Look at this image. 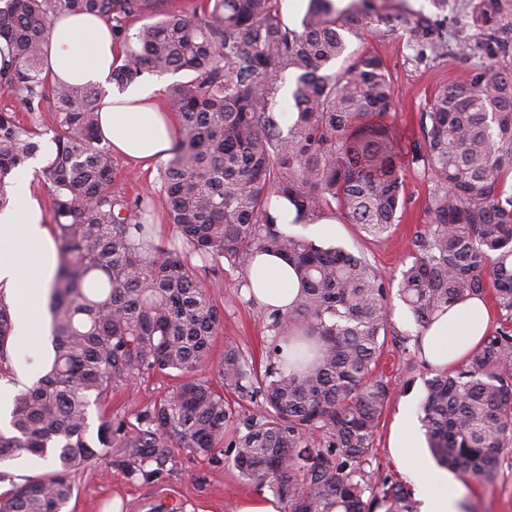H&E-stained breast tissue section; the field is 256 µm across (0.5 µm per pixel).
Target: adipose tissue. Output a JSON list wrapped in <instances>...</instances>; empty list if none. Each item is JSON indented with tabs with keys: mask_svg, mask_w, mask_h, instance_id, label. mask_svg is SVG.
<instances>
[{
	"mask_svg": "<svg viewBox=\"0 0 512 512\" xmlns=\"http://www.w3.org/2000/svg\"><path fill=\"white\" fill-rule=\"evenodd\" d=\"M46 50V69L52 80L104 90L100 127L111 140L113 152L144 171L168 157L179 128L172 112L162 108L158 87L143 82L121 93L112 88V66L120 46L107 22L91 15L57 13L51 20ZM13 192L14 207L0 213V287L13 306L15 344L28 351L32 348L35 315L42 309L55 276L50 257L53 239L42 208L32 195L29 178L17 181ZM247 274L248 295L261 308L285 313L294 305L299 285L284 258L253 255L247 262ZM490 323L482 299L454 305L425 331L423 355L430 365L454 366L480 343ZM418 446L411 424L401 420L391 435L390 449L415 483L423 502L422 512H458L460 487L436 492Z\"/></svg>",
	"mask_w": 512,
	"mask_h": 512,
	"instance_id": "ef3b65f1",
	"label": "adipose tissue"
}]
</instances>
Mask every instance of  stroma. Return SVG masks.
Wrapping results in <instances>:
<instances>
[{
    "label": "stroma",
    "mask_w": 512,
    "mask_h": 512,
    "mask_svg": "<svg viewBox=\"0 0 512 512\" xmlns=\"http://www.w3.org/2000/svg\"><path fill=\"white\" fill-rule=\"evenodd\" d=\"M375 3L381 14L394 17L393 28L375 25L363 35H346L347 50L336 62L335 69L343 71L364 53L374 52L383 58L390 76L391 120L408 145L422 140V115L437 90L466 78L480 58L456 45L451 56L416 59L407 43L401 16L408 10L435 16L443 30L453 34L469 22L472 0H448L442 8L434 0H375ZM112 166L115 186L125 195L134 197L152 192L156 237L163 243L174 239L175 230L168 220L166 196L158 175L142 172L118 156L113 157ZM429 188L430 183L420 168H407L405 207L398 211L390 233L380 239L367 236L358 225L342 217L329 229L298 224L291 226L290 231L325 247H342L365 257L384 275L396 277L409 261L410 240L425 224L424 206ZM222 277V287L212 288L211 297L224 313L223 326L213 340L210 363L200 372L214 386L220 383L217 369L224 356L225 342H233L261 369L267 363L270 340L260 307L238 292L243 271L228 267ZM379 372L388 379L393 391L381 417L368 468L403 483L407 477L390 452L389 440L401 416L419 407L424 395L423 368L408 365L402 348L391 343L386 347ZM174 383V378L165 373L144 375L113 391L108 405L91 408L90 422L98 424L100 415L105 414L113 421L134 425L138 414L159 400ZM164 454V463L148 475L143 474L139 457L128 448L113 449L110 457L93 461L74 475L75 490L69 512H162L168 505L180 507L181 512H237L243 500L271 495L269 488L243 480L225 451L204 458L174 446L165 449ZM461 484L470 512H512V444L503 449L499 470L493 478H465Z\"/></svg>",
    "instance_id": "1"
}]
</instances>
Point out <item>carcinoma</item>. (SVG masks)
I'll return each instance as SVG.
<instances>
[{"instance_id": "cac0c4a2", "label": "carcinoma", "mask_w": 512, "mask_h": 512, "mask_svg": "<svg viewBox=\"0 0 512 512\" xmlns=\"http://www.w3.org/2000/svg\"><path fill=\"white\" fill-rule=\"evenodd\" d=\"M158 0H0V88L21 109L0 107V211L7 186L43 148L37 171L56 226L50 328L54 357L15 396L0 430V465L22 456L54 470L0 497V512H67L72 475L114 448L147 461L174 445L209 456L227 448L247 481L268 486L285 512H417L401 484L373 481L365 465L392 388L376 375L391 331L387 278L366 258L324 248L277 225L272 200L294 208L296 224L340 213L380 238L404 203L403 172L420 166L431 182L426 224L414 233L398 296L419 329L449 307L491 296L503 322L460 365L428 368L419 421L438 466L492 477L512 443V69L492 61L512 49L500 0H476L457 42L489 58L439 90L423 113L424 141L403 146L390 121L383 59L358 56L332 70L344 33L389 22L373 0L339 12L308 0L300 29L282 20L278 0H199L126 35L128 16ZM88 13L127 44L112 81L122 90L145 71L185 72L166 88L182 137L160 166L177 240L152 233L153 199L114 188L112 146L99 129L100 94L49 80L44 45L51 17ZM408 45L423 58L448 55L435 20L410 13ZM294 73L293 112H274L278 80ZM53 110L44 128L42 106ZM253 253L284 257L301 284L288 313L263 311L270 332L258 374L238 346L224 345L218 377L228 392L258 385L260 410L234 418L224 396L197 372L209 364L223 315L195 278ZM14 323L0 301V361ZM178 383L129 428L100 419L91 405L151 372Z\"/></svg>"}]
</instances>
